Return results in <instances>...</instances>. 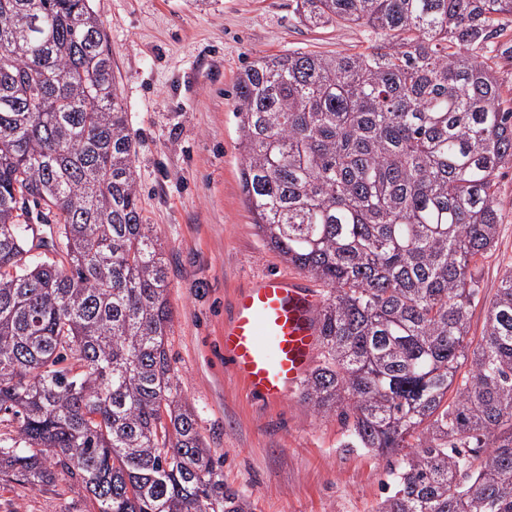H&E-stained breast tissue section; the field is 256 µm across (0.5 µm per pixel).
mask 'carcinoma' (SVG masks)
I'll return each instance as SVG.
<instances>
[{
  "mask_svg": "<svg viewBox=\"0 0 512 512\" xmlns=\"http://www.w3.org/2000/svg\"><path fill=\"white\" fill-rule=\"evenodd\" d=\"M90 2L0 0V411L19 421L0 469L68 477L97 512H252L173 395L166 269ZM295 10L373 41L262 56L236 82L254 224L328 288L303 399L345 447L397 456L375 512H512V269L466 342L512 164V0ZM32 207L58 238L35 239Z\"/></svg>",
  "mask_w": 512,
  "mask_h": 512,
  "instance_id": "1",
  "label": "carcinoma"
}]
</instances>
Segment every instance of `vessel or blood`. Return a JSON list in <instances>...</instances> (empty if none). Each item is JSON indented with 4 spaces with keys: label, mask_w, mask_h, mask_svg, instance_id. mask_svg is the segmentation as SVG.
Returning <instances> with one entry per match:
<instances>
[{
    "label": "vessel or blood",
    "mask_w": 512,
    "mask_h": 512,
    "mask_svg": "<svg viewBox=\"0 0 512 512\" xmlns=\"http://www.w3.org/2000/svg\"><path fill=\"white\" fill-rule=\"evenodd\" d=\"M319 304L296 278H252L224 325V356L256 397L276 403L309 373L319 336Z\"/></svg>",
    "instance_id": "b4317fda"
}]
</instances>
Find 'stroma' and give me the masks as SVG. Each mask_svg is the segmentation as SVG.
<instances>
[{
  "mask_svg": "<svg viewBox=\"0 0 512 512\" xmlns=\"http://www.w3.org/2000/svg\"><path fill=\"white\" fill-rule=\"evenodd\" d=\"M296 0H92L107 34L116 88L135 140L143 220L158 236L172 322V381L194 411L224 483L253 512H375L386 461L344 447L336 415H319L294 391L268 404L224 358V322L252 277L295 269L259 234L241 192L239 73L257 57L367 48L362 27L311 28ZM499 235L479 259L469 312L478 341L505 270L512 268V165L497 179ZM0 512H96L70 480L32 487L0 473Z\"/></svg>",
  "mask_w": 512,
  "mask_h": 512,
  "instance_id": "1",
  "label": "stroma"
}]
</instances>
